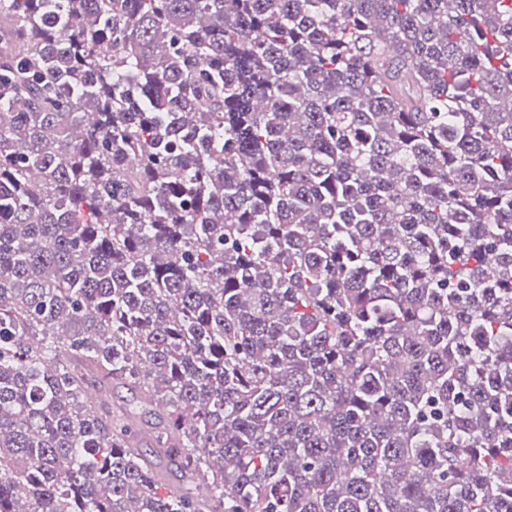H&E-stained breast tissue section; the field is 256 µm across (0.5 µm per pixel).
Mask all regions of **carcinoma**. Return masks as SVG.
<instances>
[{"instance_id":"carcinoma-1","label":"carcinoma","mask_w":512,"mask_h":512,"mask_svg":"<svg viewBox=\"0 0 512 512\" xmlns=\"http://www.w3.org/2000/svg\"><path fill=\"white\" fill-rule=\"evenodd\" d=\"M507 101L512 0H0V512H512Z\"/></svg>"}]
</instances>
